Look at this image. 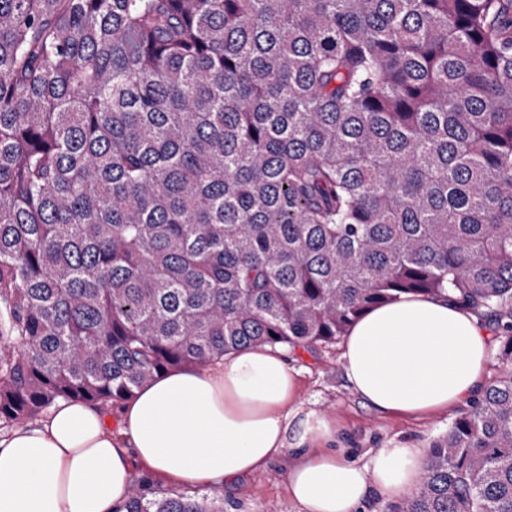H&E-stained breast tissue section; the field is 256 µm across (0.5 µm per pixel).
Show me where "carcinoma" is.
I'll list each match as a JSON object with an SVG mask.
<instances>
[{"instance_id": "1", "label": "carcinoma", "mask_w": 512, "mask_h": 512, "mask_svg": "<svg viewBox=\"0 0 512 512\" xmlns=\"http://www.w3.org/2000/svg\"><path fill=\"white\" fill-rule=\"evenodd\" d=\"M403 295L506 340L387 512H512V0H0V428Z\"/></svg>"}]
</instances>
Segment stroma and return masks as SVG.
I'll list each match as a JSON object with an SVG mask.
<instances>
[{"mask_svg":"<svg viewBox=\"0 0 512 512\" xmlns=\"http://www.w3.org/2000/svg\"><path fill=\"white\" fill-rule=\"evenodd\" d=\"M343 341L317 344L289 352L288 364L299 374V406L336 417L343 428L335 449L359 464L368 461L372 448L408 444L428 447L445 433L457 409L438 412L422 420L386 417L376 413L354 391L343 365ZM288 457L275 456L269 465L233 484L217 486L224 498V512H300L287 491Z\"/></svg>","mask_w":512,"mask_h":512,"instance_id":"1","label":"stroma"}]
</instances>
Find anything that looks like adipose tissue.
<instances>
[{"mask_svg":"<svg viewBox=\"0 0 512 512\" xmlns=\"http://www.w3.org/2000/svg\"><path fill=\"white\" fill-rule=\"evenodd\" d=\"M487 332L443 298L405 295L348 330L345 374L377 412L422 418L472 399L484 384ZM283 354L249 347L204 371L163 373L118 410L60 401L0 436V512H119L133 469L213 487L294 450L288 493L301 512H360L374 495L414 489L422 448H375L365 465L336 453L335 419L300 413Z\"/></svg>","mask_w":512,"mask_h":512,"instance_id":"obj_1","label":"adipose tissue"}]
</instances>
